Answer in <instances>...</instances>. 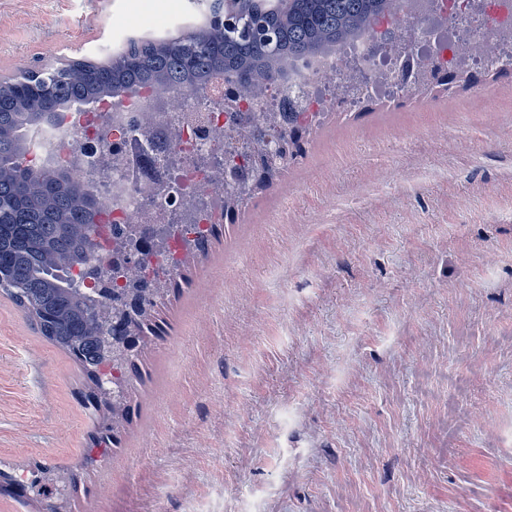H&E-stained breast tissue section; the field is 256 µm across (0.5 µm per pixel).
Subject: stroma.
<instances>
[{"label":"stroma","mask_w":512,"mask_h":512,"mask_svg":"<svg viewBox=\"0 0 512 512\" xmlns=\"http://www.w3.org/2000/svg\"><path fill=\"white\" fill-rule=\"evenodd\" d=\"M197 20L0 0V79ZM490 94L331 116L183 269L109 450L0 294V470L80 468L69 512H512V78Z\"/></svg>","instance_id":"obj_1"}]
</instances>
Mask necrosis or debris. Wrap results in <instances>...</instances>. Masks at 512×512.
Wrapping results in <instances>:
<instances>
[{"label":"necrosis or debris","mask_w":512,"mask_h":512,"mask_svg":"<svg viewBox=\"0 0 512 512\" xmlns=\"http://www.w3.org/2000/svg\"><path fill=\"white\" fill-rule=\"evenodd\" d=\"M458 23L442 25L429 18L411 27L412 47L394 42L385 53L368 57L365 41L343 49L346 59L367 57L368 82L357 95L336 93L335 57H317L304 63L303 76L293 84L272 86L240 102L235 111L224 109L220 97L200 102L195 93L175 87L169 94L144 88L142 96L127 99L109 122L99 115H83L79 128H43L35 131L32 158L63 169L87 183L104 200L100 227L99 263L109 267L115 258L114 229L142 230L168 224L207 225L224 221V187L217 184V160L246 151L242 132L251 130L267 112H354L360 101H391L406 95L416 82L434 81L443 73L484 74L512 67V0H463ZM482 32L496 46L495 58H477L462 50L464 40ZM145 119L156 131L166 153L167 180L158 195L145 197L137 188L132 148H116L105 139L108 124L132 117ZM98 146L95 169H88L83 142Z\"/></svg>","instance_id":"obj_1"}]
</instances>
